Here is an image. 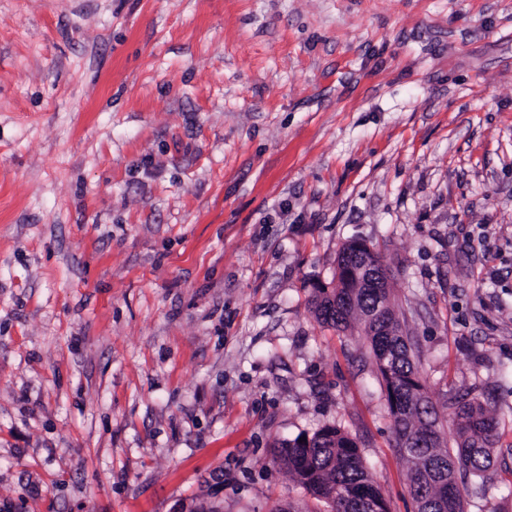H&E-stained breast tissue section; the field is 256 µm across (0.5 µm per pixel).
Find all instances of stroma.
I'll list each match as a JSON object with an SVG mask.
<instances>
[{"mask_svg": "<svg viewBox=\"0 0 512 512\" xmlns=\"http://www.w3.org/2000/svg\"><path fill=\"white\" fill-rule=\"evenodd\" d=\"M360 240L430 399L476 387L512 512V0H0V512H275L353 438L415 512Z\"/></svg>", "mask_w": 512, "mask_h": 512, "instance_id": "stroma-1", "label": "stroma"}]
</instances>
